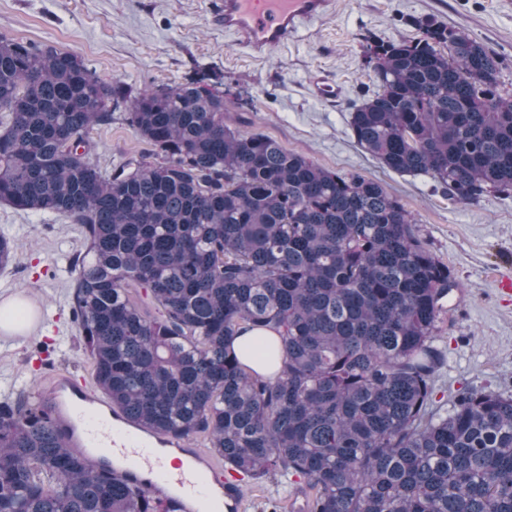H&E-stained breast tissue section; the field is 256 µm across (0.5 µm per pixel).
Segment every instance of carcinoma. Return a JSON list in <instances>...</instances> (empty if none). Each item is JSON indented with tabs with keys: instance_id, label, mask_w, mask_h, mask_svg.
<instances>
[{
	"instance_id": "1",
	"label": "carcinoma",
	"mask_w": 512,
	"mask_h": 512,
	"mask_svg": "<svg viewBox=\"0 0 512 512\" xmlns=\"http://www.w3.org/2000/svg\"><path fill=\"white\" fill-rule=\"evenodd\" d=\"M368 40L351 113L383 167L463 204L512 190V92L497 58L431 18ZM153 147L105 173L95 125ZM0 202L82 226L73 313L95 384L134 425L202 434L224 467L309 488L306 512H512V395L435 408L433 347L459 288L383 184L224 125L205 76L132 95L78 55L0 38ZM270 329L236 353L247 330ZM0 512H157L91 468L47 412L0 402Z\"/></svg>"
}]
</instances>
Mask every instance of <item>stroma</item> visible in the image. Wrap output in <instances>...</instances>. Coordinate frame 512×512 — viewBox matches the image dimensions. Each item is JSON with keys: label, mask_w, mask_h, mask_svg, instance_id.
Masks as SVG:
<instances>
[{"label": "stroma", "mask_w": 512, "mask_h": 512, "mask_svg": "<svg viewBox=\"0 0 512 512\" xmlns=\"http://www.w3.org/2000/svg\"><path fill=\"white\" fill-rule=\"evenodd\" d=\"M434 18L468 33L495 54L512 89V0H336L334 14L306 25L285 49L257 59L215 24L209 0H0V37L53 45L80 56L101 78L139 94L196 74L224 85V122L261 134L319 166L379 180L415 219L430 251L460 283L436 324L444 356L435 382L440 411L470 388L512 394V192L476 204L449 199L431 176L389 171L354 140L351 112L372 88L369 37H420ZM88 147L103 171L150 152L116 110L93 127ZM0 237L14 260L0 269V301L29 312L23 333L0 334V400L47 395L46 371L90 378L73 317L74 257L86 249L83 229L64 215L0 203ZM300 512L294 478L247 481L240 512H268L270 500Z\"/></svg>", "instance_id": "35a3bbf8"}]
</instances>
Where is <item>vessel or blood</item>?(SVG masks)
I'll return each mask as SVG.
<instances>
[{
  "label": "vessel or blood",
  "mask_w": 512,
  "mask_h": 512,
  "mask_svg": "<svg viewBox=\"0 0 512 512\" xmlns=\"http://www.w3.org/2000/svg\"><path fill=\"white\" fill-rule=\"evenodd\" d=\"M213 17L235 45L259 57L291 44L299 28L327 16L334 0H209ZM57 433L82 449L91 466L109 462L127 487L146 492L161 512H201L220 497L227 512H237L241 498L236 483L215 473L204 453L187 460H168L170 443L143 433L116 416L104 400L57 375L45 407Z\"/></svg>",
  "instance_id": "vessel-or-blood-1"
}]
</instances>
